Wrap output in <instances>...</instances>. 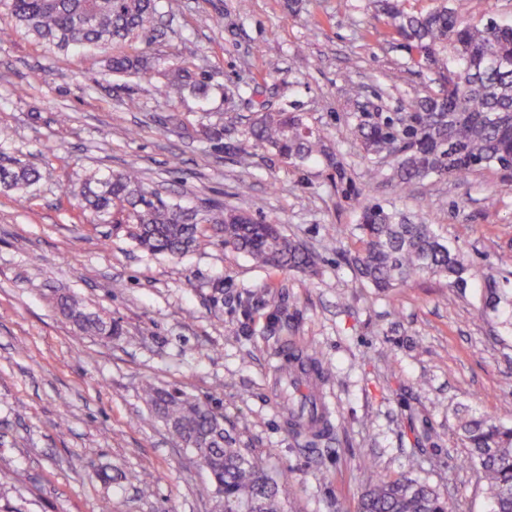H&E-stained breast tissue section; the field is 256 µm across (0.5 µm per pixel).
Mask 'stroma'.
<instances>
[{
    "label": "stroma",
    "instance_id": "1",
    "mask_svg": "<svg viewBox=\"0 0 512 512\" xmlns=\"http://www.w3.org/2000/svg\"><path fill=\"white\" fill-rule=\"evenodd\" d=\"M163 28L158 39L64 53L18 31L0 6V129L8 151L43 174L22 197L0 188V512H212L208 475L152 415L148 382L220 407L237 447L282 477L285 512H356L378 475L426 483L450 512H487L457 424L464 407L512 423V338L481 316L483 275L512 274V171L403 194L368 177L347 132L359 103L394 118L438 89L368 0H300L293 16L284 0H165ZM119 53L205 71L207 106L103 76L105 55ZM264 107L323 129L355 195L324 164L261 148L240 167L233 148ZM206 110L224 125L221 142L195 133ZM128 166L184 206L277 216L318 255L315 274L258 267L210 226L208 245L171 258L89 223L72 189ZM363 200L435 225L471 263L466 292L420 279L381 296L356 279L348 259ZM60 292L118 321L122 335L107 343L75 331L53 305ZM289 342L331 366L334 433L318 448L293 438L279 406ZM146 469L155 479L144 488Z\"/></svg>",
    "mask_w": 512,
    "mask_h": 512
}]
</instances>
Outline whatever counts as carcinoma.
<instances>
[{
	"mask_svg": "<svg viewBox=\"0 0 512 512\" xmlns=\"http://www.w3.org/2000/svg\"><path fill=\"white\" fill-rule=\"evenodd\" d=\"M24 34L63 52L102 48L138 39L154 29L161 0H3ZM376 11L390 19L394 33L406 41L411 62L435 70L448 81L439 92L415 96L410 112L394 121L357 120L349 134L360 142L371 167H389L387 179L400 192L431 178L460 181L483 170L505 169L512 162V21L493 16L474 24L468 0H437L425 13L410 12L405 0H373ZM106 71L115 77L161 78L156 87L169 101L187 95L208 100L211 85L205 74L179 62L148 54H114ZM240 163L247 164L246 146L262 148L294 165L325 162L342 170L323 131L303 112H259L241 132ZM37 167L0 155V187L23 194L37 184ZM80 206L94 224H110L139 248L182 256L201 246L202 225L224 234V247L243 253L256 264L285 272H314L315 256L282 233L272 215L258 221L238 208L213 203L192 210L169 202L147 187L139 170L128 167L104 178L89 176L80 191ZM358 229L363 248L351 259L358 279L385 293L421 278H445L448 285L467 288V257L441 237L434 225L412 223L380 203L360 204ZM486 310L495 335L512 337V289L484 278ZM58 311L82 332L107 340L119 328L87 310L74 295L55 299ZM145 400L172 436L203 462L220 512H283L281 489L269 476L265 459L234 447L224 429V415L208 402L179 389L148 383ZM293 434L318 438L331 422L314 410V400L288 399ZM461 441L469 461L480 473L490 501L489 512H512V425L487 415L466 413L459 419ZM357 512H449L448 500L410 477L376 478L361 495Z\"/></svg>",
	"mask_w": 512,
	"mask_h": 512,
	"instance_id": "1",
	"label": "carcinoma"
}]
</instances>
